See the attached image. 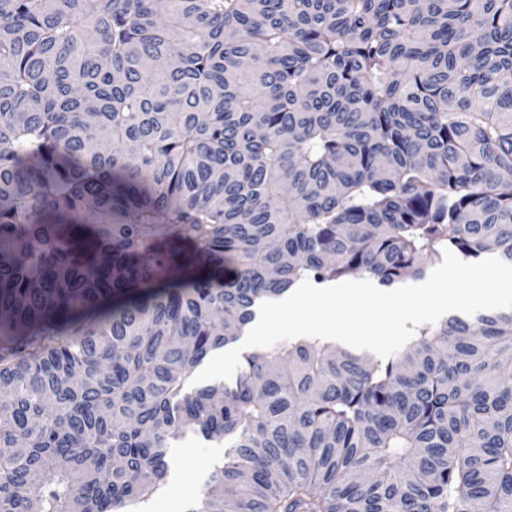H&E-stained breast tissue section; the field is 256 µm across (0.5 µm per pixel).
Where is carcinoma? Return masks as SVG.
<instances>
[{
    "mask_svg": "<svg viewBox=\"0 0 512 512\" xmlns=\"http://www.w3.org/2000/svg\"><path fill=\"white\" fill-rule=\"evenodd\" d=\"M512 264V0H0V512H512V309L190 385L304 280ZM167 482L136 512H185L196 502L214 459L224 455V442L183 437L172 441Z\"/></svg>",
    "mask_w": 512,
    "mask_h": 512,
    "instance_id": "1",
    "label": "carcinoma"
}]
</instances>
